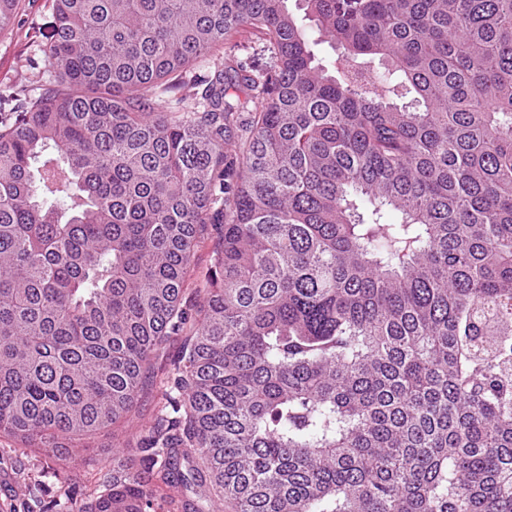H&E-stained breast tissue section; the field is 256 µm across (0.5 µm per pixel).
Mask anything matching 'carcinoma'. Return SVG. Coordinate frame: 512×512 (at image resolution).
Listing matches in <instances>:
<instances>
[{
    "label": "carcinoma",
    "mask_w": 512,
    "mask_h": 512,
    "mask_svg": "<svg viewBox=\"0 0 512 512\" xmlns=\"http://www.w3.org/2000/svg\"><path fill=\"white\" fill-rule=\"evenodd\" d=\"M288 2L53 0L54 78L0 118V434L63 462L60 512H512V0ZM243 28L265 64L175 82ZM205 224L165 403L75 499ZM222 247V229L213 224H207L197 239L194 250L193 263L186 291V298L192 299L189 319L185 325V332L197 327L198 316L196 310L203 303V294L196 293L200 288L209 270L214 265L217 252Z\"/></svg>",
    "instance_id": "cac0c4a2"
}]
</instances>
